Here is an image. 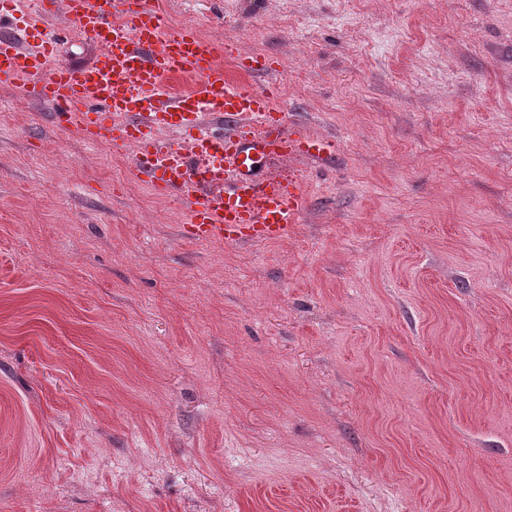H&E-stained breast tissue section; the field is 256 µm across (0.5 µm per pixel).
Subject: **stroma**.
I'll use <instances>...</instances> for the list:
<instances>
[{
    "mask_svg": "<svg viewBox=\"0 0 512 512\" xmlns=\"http://www.w3.org/2000/svg\"><path fill=\"white\" fill-rule=\"evenodd\" d=\"M152 4L339 154L198 242L0 81V512H512V0Z\"/></svg>",
    "mask_w": 512,
    "mask_h": 512,
    "instance_id": "1",
    "label": "stroma"
}]
</instances>
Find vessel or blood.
Segmentation results:
<instances>
[{"instance_id": "1", "label": "vessel or blood", "mask_w": 512, "mask_h": 512, "mask_svg": "<svg viewBox=\"0 0 512 512\" xmlns=\"http://www.w3.org/2000/svg\"><path fill=\"white\" fill-rule=\"evenodd\" d=\"M63 5L70 21L102 49L87 65L60 64L59 31L45 13ZM110 39H103V32ZM222 44L166 26L147 0H44L25 11L0 0V80L48 104L55 123L77 125L90 144L134 147V168L161 195L185 204L191 237L235 244L286 239L307 201L305 182L271 175L266 162L307 156L332 166L336 144L306 131L285 133L272 88L253 90L227 74ZM191 80L169 92V79ZM157 130L187 132L164 145Z\"/></svg>"}]
</instances>
